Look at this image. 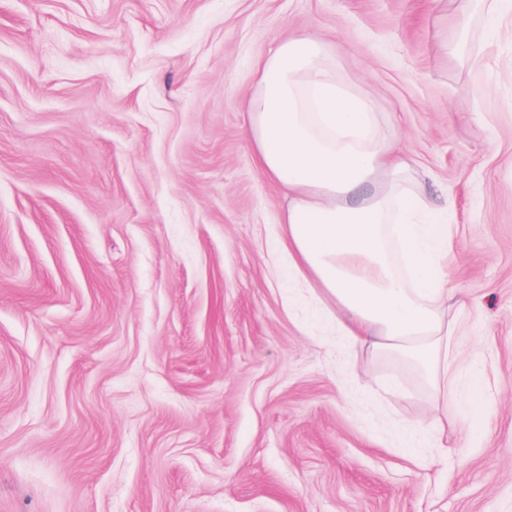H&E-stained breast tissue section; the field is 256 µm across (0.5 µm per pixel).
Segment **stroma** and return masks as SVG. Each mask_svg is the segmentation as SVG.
<instances>
[{"mask_svg": "<svg viewBox=\"0 0 512 512\" xmlns=\"http://www.w3.org/2000/svg\"><path fill=\"white\" fill-rule=\"evenodd\" d=\"M291 36L454 201L447 394L288 309L244 105ZM0 512H512V16L0 0ZM485 403V388L478 377H473L470 389L462 400L460 410L464 414L472 437L483 433V410Z\"/></svg>", "mask_w": 512, "mask_h": 512, "instance_id": "stroma-1", "label": "stroma"}]
</instances>
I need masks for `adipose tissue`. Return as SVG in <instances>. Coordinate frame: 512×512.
Instances as JSON below:
<instances>
[{"mask_svg": "<svg viewBox=\"0 0 512 512\" xmlns=\"http://www.w3.org/2000/svg\"><path fill=\"white\" fill-rule=\"evenodd\" d=\"M255 69L252 158L288 199L276 243L289 270L340 335L413 353L446 389L449 205L414 191L373 100L349 90L324 43L289 38Z\"/></svg>", "mask_w": 512, "mask_h": 512, "instance_id": "obj_1", "label": "adipose tissue"}]
</instances>
